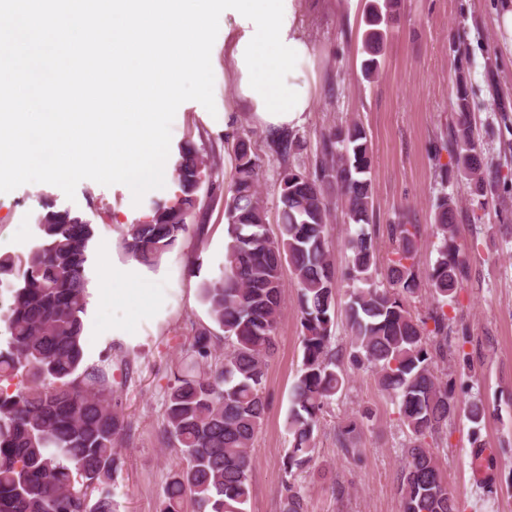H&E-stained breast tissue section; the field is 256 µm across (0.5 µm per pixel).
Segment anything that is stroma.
<instances>
[{"instance_id":"obj_1","label":"stroma","mask_w":512,"mask_h":512,"mask_svg":"<svg viewBox=\"0 0 512 512\" xmlns=\"http://www.w3.org/2000/svg\"><path fill=\"white\" fill-rule=\"evenodd\" d=\"M306 2L316 83L313 109L296 130L303 149L281 158L260 128L246 119L241 122L262 161L268 227L276 229L279 222L283 166L313 170L324 134L354 118L362 120L371 143L377 222L420 226V269L437 258L434 199L445 193L458 199L456 241L469 276L447 311L470 336L465 350L474 372L463 376L458 355L451 350L438 374L460 380L455 391L459 401L482 399L487 418L481 434L494 465L475 464L471 424L464 414L449 420L428 442L460 512H512V47L500 40L495 27L506 0H399L380 73L372 80L361 67L366 0ZM460 72L468 81L475 134L491 173L503 179L482 205L472 200L465 180L444 184L438 177L439 164L449 161L443 146L453 119L451 90ZM188 140L209 160L199 206L188 218L192 224L204 223L203 234L185 236L157 265L140 268L156 298L135 328H123L122 311L95 295L85 316L87 363L112 365L123 351L131 364L127 381L115 385L113 394L114 405L131 425L130 439L121 449L124 465L113 487L119 512H157L180 457L161 436L164 392L196 328L211 322L199 296L200 284L218 277L224 266V199L212 184L230 182L235 156L224 144L222 117L212 116L199 102L182 103L171 126V153H178ZM174 192L171 186L153 190L137 204L121 184L84 180L71 200L51 184L22 185L0 194V254L24 253L36 244L38 218L48 201L93 224L89 279L98 283L103 261L117 268L129 265L122 248L129 225L149 214L153 202L171 199ZM284 284L282 317L267 362L268 409L252 445L246 512H279L291 387L302 356L292 274H285ZM342 369L349 383L319 425L314 466L298 478L307 512H402L399 483L408 434L397 405L379 390L372 369L357 370L347 362ZM362 410L371 417L358 428L353 440L358 453L353 456L337 444L336 427Z\"/></svg>"}]
</instances>
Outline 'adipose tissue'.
<instances>
[{"label":"adipose tissue","mask_w":512,"mask_h":512,"mask_svg":"<svg viewBox=\"0 0 512 512\" xmlns=\"http://www.w3.org/2000/svg\"><path fill=\"white\" fill-rule=\"evenodd\" d=\"M290 5L292 12L287 36L302 44L304 59L300 64V76L288 77L287 82L304 88L306 93L310 94L313 93L315 85L314 45L301 22L302 0H290ZM224 23L228 28V32L224 36V77L237 85L236 98L239 102L238 108L228 107L224 110L225 142L231 145L236 144L240 122L245 118L271 135L301 125L305 120L306 112L312 109V101H304L302 112L296 113L294 120L274 123L259 115L255 96L241 92L243 72L238 65L236 53L238 43L244 38L246 30L241 23L236 22L234 15L230 13L225 15ZM99 296L101 299L111 300L113 307L123 309L126 313V324L132 327L136 325L142 307L153 301L154 292L149 284L137 276L134 267L130 266L123 271L106 269L99 284Z\"/></svg>","instance_id":"ef3b65f1"}]
</instances>
